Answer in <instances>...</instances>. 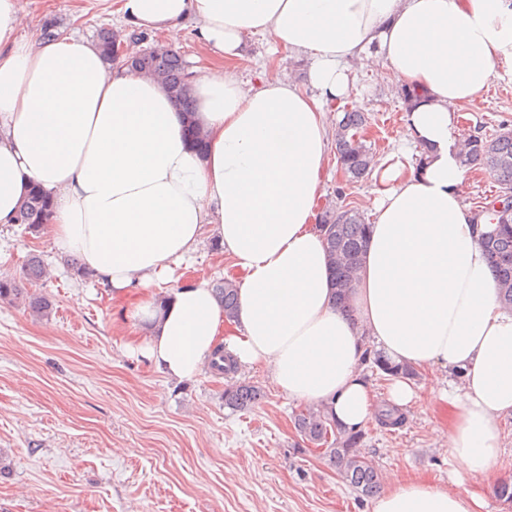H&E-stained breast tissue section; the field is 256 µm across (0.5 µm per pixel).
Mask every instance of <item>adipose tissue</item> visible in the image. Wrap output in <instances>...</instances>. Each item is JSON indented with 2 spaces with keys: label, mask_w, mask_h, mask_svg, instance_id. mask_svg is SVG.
Masks as SVG:
<instances>
[{
  "label": "adipose tissue",
  "mask_w": 512,
  "mask_h": 512,
  "mask_svg": "<svg viewBox=\"0 0 512 512\" xmlns=\"http://www.w3.org/2000/svg\"><path fill=\"white\" fill-rule=\"evenodd\" d=\"M122 23L176 37L187 21L216 57L191 82L207 134L198 155L157 81L109 69L72 35L20 39L19 0H0V224L32 185L53 200L45 232L117 299L133 305L143 355L189 380L217 349L238 366L267 365L288 397L323 403L346 429L379 408L361 376L366 343L419 368L460 376L439 434L456 476L497 465L512 417V313L480 244L490 218L464 203L456 155L470 136L458 108L481 100L496 65L512 67V0H116ZM310 58L307 84L280 72L256 86L223 63L246 36ZM384 62L413 87L405 111L426 151L374 160L365 258L334 303L316 226L332 131L327 106L358 63ZM214 236L231 266L238 312L224 316L205 281L173 285L172 266ZM473 490L389 480L373 512H482Z\"/></svg>",
  "instance_id": "ef3b65f1"
}]
</instances>
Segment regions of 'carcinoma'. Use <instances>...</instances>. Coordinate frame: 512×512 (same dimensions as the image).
I'll use <instances>...</instances> for the list:
<instances>
[{"instance_id":"cac0c4a2","label":"carcinoma","mask_w":512,"mask_h":512,"mask_svg":"<svg viewBox=\"0 0 512 512\" xmlns=\"http://www.w3.org/2000/svg\"><path fill=\"white\" fill-rule=\"evenodd\" d=\"M122 40L116 34L102 36L99 47L106 62L114 63L115 48ZM129 70L150 75L161 82L184 114L186 131L193 146L204 148V135L194 119V103L189 94L191 74L182 56L172 49H149L139 56L120 59ZM369 117L363 112L342 108L336 120L335 151L345 184L366 178L373 159L372 147L364 138ZM466 167L483 169L494 177L499 192L512 194V130L502 129L494 137L474 135L460 156ZM346 194L338 191L336 205L320 214L318 226L323 232L326 251L332 270L335 299L340 305L347 302L352 280L362 264L368 222L355 207L344 204ZM488 201L477 206L479 215L491 216L492 230L482 234V246L500 290L502 306L512 311V211L497 212L487 209ZM52 212L47 193L35 187L22 201L14 223L30 233H38ZM28 281L34 283L45 273L44 261L32 253L24 268ZM213 291L224 308V315L232 319L237 312L236 286L230 279L213 284ZM0 300L21 303L32 313L45 316L53 310V300L42 293L27 291L8 277H0ZM373 364L382 374L392 378L413 380L417 369L410 363H393L376 353ZM263 397L262 389L246 380H230L224 389V406L233 412H244L254 407ZM294 428L308 443L324 450L343 482L362 496L379 492V476L359 448L361 434L342 430L324 404L308 406L294 417Z\"/></svg>"}]
</instances>
